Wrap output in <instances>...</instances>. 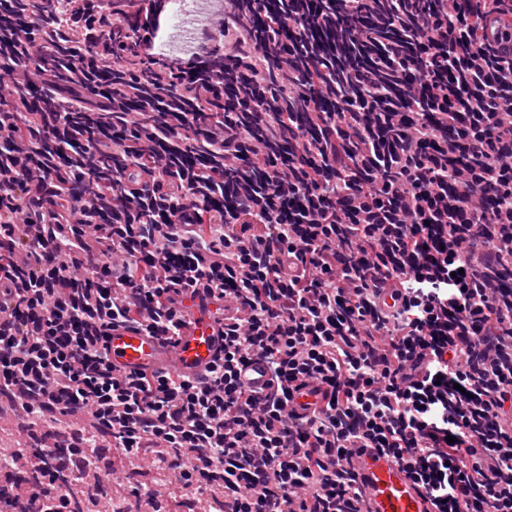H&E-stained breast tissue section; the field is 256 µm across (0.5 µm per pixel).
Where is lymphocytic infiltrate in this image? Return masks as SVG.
<instances>
[{
	"instance_id": "obj_1",
	"label": "lymphocytic infiltrate",
	"mask_w": 512,
	"mask_h": 512,
	"mask_svg": "<svg viewBox=\"0 0 512 512\" xmlns=\"http://www.w3.org/2000/svg\"><path fill=\"white\" fill-rule=\"evenodd\" d=\"M134 2L0 0L20 427L89 421L224 512H363L360 448L434 512H512V50L480 33L512 0H210L178 53L170 0L139 28ZM191 288L224 325L207 379L116 373L113 327L170 340ZM42 455L24 495L71 512L97 451ZM323 389L317 384H309L301 388L294 398V408L299 413L308 412L322 403Z\"/></svg>"
}]
</instances>
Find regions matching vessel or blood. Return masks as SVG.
<instances>
[{
    "label": "vessel or blood",
    "mask_w": 512,
    "mask_h": 512,
    "mask_svg": "<svg viewBox=\"0 0 512 512\" xmlns=\"http://www.w3.org/2000/svg\"><path fill=\"white\" fill-rule=\"evenodd\" d=\"M207 300L203 293L184 297L185 324L179 336L167 344L138 328L115 327L107 344L117 371L130 374L155 369L176 381L204 376L224 347L220 325L204 309ZM322 400V388L310 384L296 393L294 407L304 413ZM352 468L365 494V512H433L425 491L399 466L373 450L356 455Z\"/></svg>",
    "instance_id": "b4317fda"
}]
</instances>
